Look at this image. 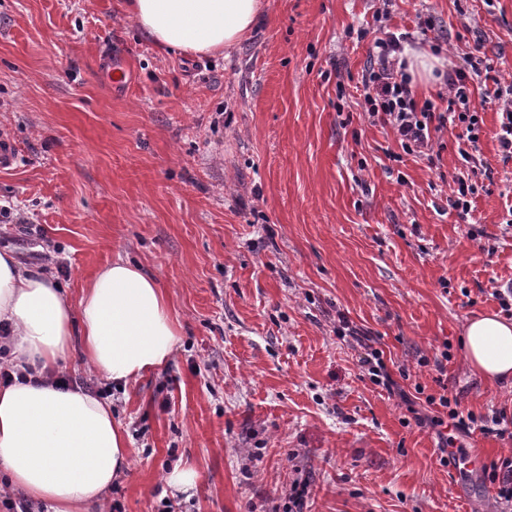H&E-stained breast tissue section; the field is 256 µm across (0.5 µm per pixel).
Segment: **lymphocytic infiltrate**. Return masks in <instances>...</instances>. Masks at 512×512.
<instances>
[{
  "mask_svg": "<svg viewBox=\"0 0 512 512\" xmlns=\"http://www.w3.org/2000/svg\"><path fill=\"white\" fill-rule=\"evenodd\" d=\"M379 32L370 55V67L362 78V109L365 114L388 125L402 150L411 155L432 156L434 127L443 128L450 123L461 129L463 138L470 145H478L483 119L471 99L469 83L481 73L492 71L493 66L488 58L472 54L464 57L462 66L446 79L448 109L439 112L432 103L420 104L415 99L403 58L408 35L395 34L384 24L380 25ZM426 402L441 407L443 413L428 420L417 417V424L428 421L441 426L449 422L456 430L463 432L478 426L486 434L492 432L500 437H512V421L496 417L491 425L479 426L473 414L462 413L457 397L442 393L427 396Z\"/></svg>",
  "mask_w": 512,
  "mask_h": 512,
  "instance_id": "obj_1",
  "label": "lymphocytic infiltrate"
}]
</instances>
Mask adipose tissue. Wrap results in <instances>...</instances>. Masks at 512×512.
Listing matches in <instances>:
<instances>
[{
  "label": "adipose tissue",
  "instance_id": "adipose-tissue-1",
  "mask_svg": "<svg viewBox=\"0 0 512 512\" xmlns=\"http://www.w3.org/2000/svg\"><path fill=\"white\" fill-rule=\"evenodd\" d=\"M262 0H129L154 43L185 55L237 44ZM0 325L16 376L0 385V470L11 488L48 512H104V497L129 467V441L112 406L75 385L49 382L81 342L87 366L117 383L154 373L179 340L167 296L139 266L117 260L90 280L78 304L45 270L0 253ZM463 358L486 381L512 386V321H467Z\"/></svg>",
  "mask_w": 512,
  "mask_h": 512
}]
</instances>
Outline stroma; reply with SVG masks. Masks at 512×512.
<instances>
[{
    "label": "stroma",
    "instance_id": "1",
    "mask_svg": "<svg viewBox=\"0 0 512 512\" xmlns=\"http://www.w3.org/2000/svg\"><path fill=\"white\" fill-rule=\"evenodd\" d=\"M236 46L188 56L145 38L125 0H0V251L47 270L78 303L103 265L149 271L180 341L125 386L99 379L129 438L119 512H268L307 478L305 512H505L492 462L512 438L456 434L442 464L427 395L448 390L477 418L512 417V387L461 355L466 320L499 311L512 283V160L502 158L495 79L512 80V0H263ZM439 57L491 59L475 79L483 189L448 204L468 167L459 129L437 156L402 155L363 114L377 27ZM432 22L421 32L420 19ZM122 59L111 86L106 54ZM27 214L28 228L12 222ZM370 338L396 391L363 373ZM190 491L168 487L174 467ZM162 497H154L155 487Z\"/></svg>",
    "mask_w": 512,
    "mask_h": 512
}]
</instances>
